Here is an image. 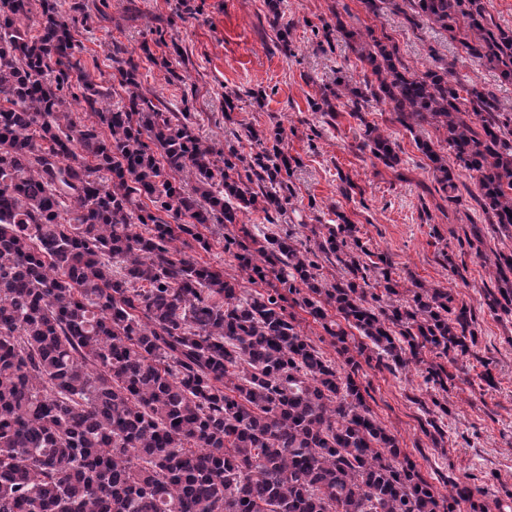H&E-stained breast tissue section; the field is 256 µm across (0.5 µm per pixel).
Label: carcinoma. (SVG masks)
<instances>
[{
	"label": "carcinoma",
	"mask_w": 512,
	"mask_h": 512,
	"mask_svg": "<svg viewBox=\"0 0 512 512\" xmlns=\"http://www.w3.org/2000/svg\"><path fill=\"white\" fill-rule=\"evenodd\" d=\"M415 25L448 31L465 56L512 82V28L482 0H361ZM74 17L56 0H0V512H485L461 483L439 495L372 416L362 366L341 367L300 328L320 324L339 353L345 330L328 308L393 361L425 348L466 353L471 310L417 285L407 304L379 305L368 274L396 295L392 264L371 253L345 216L308 244L293 232L259 240L242 215L282 211L297 159L250 127L258 151L217 150L188 110L140 90L139 64L112 53L98 86L81 60ZM352 39L341 18L322 26ZM359 60L375 79L336 82L364 127L359 145L388 167L400 158L362 112L392 105L406 129L444 130L457 166L476 180L489 223L512 233V115L463 83L455 63L417 72L386 33ZM80 106L76 112L72 104ZM443 192L457 174L431 141L417 142ZM195 183L193 192L186 185ZM217 226L224 252L260 286L186 255ZM344 274L327 281L322 262ZM494 313L512 314V254L494 262ZM448 372L425 381L447 389Z\"/></svg>",
	"instance_id": "cac0c4a2"
}]
</instances>
